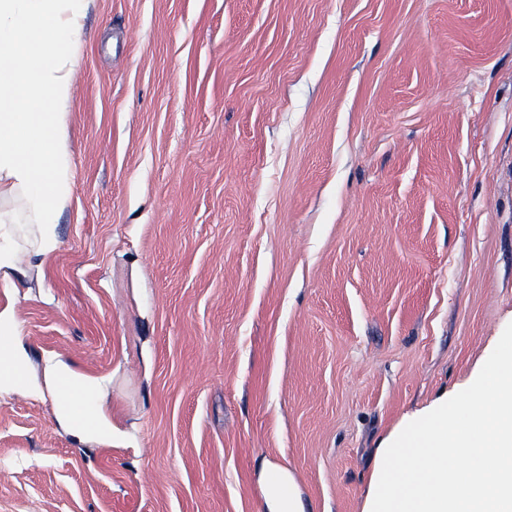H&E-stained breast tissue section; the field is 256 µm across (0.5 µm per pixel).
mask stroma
I'll return each mask as SVG.
<instances>
[{"instance_id":"35a3bbf8","label":"stroma","mask_w":512,"mask_h":512,"mask_svg":"<svg viewBox=\"0 0 512 512\" xmlns=\"http://www.w3.org/2000/svg\"><path fill=\"white\" fill-rule=\"evenodd\" d=\"M57 245L0 268V512H362L512 323V0H88ZM96 378L111 438L56 413ZM259 482L264 490L267 512H312L307 511L295 475L289 468L266 460L259 472Z\"/></svg>"}]
</instances>
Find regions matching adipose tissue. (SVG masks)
<instances>
[{
    "label": "adipose tissue",
    "mask_w": 512,
    "mask_h": 512,
    "mask_svg": "<svg viewBox=\"0 0 512 512\" xmlns=\"http://www.w3.org/2000/svg\"><path fill=\"white\" fill-rule=\"evenodd\" d=\"M85 0H0V196L22 194L28 216L0 212V267L11 265L20 221L38 225L34 246L56 247L58 213L69 198L62 114L74 91L73 67L59 46L82 32ZM259 482L267 512H307L294 473L264 461Z\"/></svg>",
    "instance_id": "1"
}]
</instances>
